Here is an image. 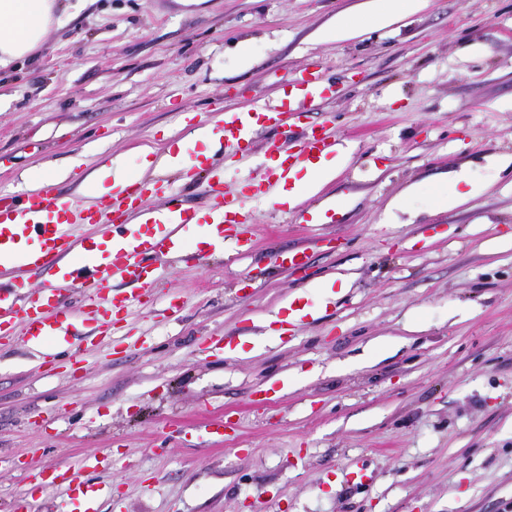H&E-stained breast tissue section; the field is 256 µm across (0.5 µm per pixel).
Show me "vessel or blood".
Segmentation results:
<instances>
[{
	"mask_svg": "<svg viewBox=\"0 0 512 512\" xmlns=\"http://www.w3.org/2000/svg\"><path fill=\"white\" fill-rule=\"evenodd\" d=\"M335 93V82L316 71L303 72L284 84L279 104L255 100L225 112L215 128L221 157L193 154L173 179L131 176L89 208L59 196L48 181L21 195L0 191V267L15 271L12 281H0V341L23 339L35 347L41 368L61 359L73 323L91 321L100 335H112L117 315L154 303L156 266L185 259L181 231L190 225H206L212 237L198 249L200 258H210L230 240L251 247L253 204H276L294 175L313 169L335 147L325 125L304 120L316 101ZM259 130L272 136L264 146L268 163L256 173L252 145ZM231 173L236 187L228 191L224 184ZM180 180L203 182L202 204L184 201L176 187ZM158 199L164 207H155ZM131 217L145 224L146 232L129 230ZM47 271L53 279L35 291L24 290L26 276ZM116 279L132 283V290L112 291ZM74 292L82 296L80 305L69 302ZM111 467L112 458L103 451L78 467L28 465L24 471L32 487L66 492L75 512H99L110 487L89 484L84 473Z\"/></svg>",
	"mask_w": 512,
	"mask_h": 512,
	"instance_id": "1",
	"label": "vessel or blood"
}]
</instances>
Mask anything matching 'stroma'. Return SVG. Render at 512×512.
I'll return each mask as SVG.
<instances>
[{
	"mask_svg": "<svg viewBox=\"0 0 512 512\" xmlns=\"http://www.w3.org/2000/svg\"><path fill=\"white\" fill-rule=\"evenodd\" d=\"M365 2L95 0L0 74V189L17 194L65 168L59 193L83 200L87 175L135 170L144 145L175 176L184 113L220 123L305 70L338 87L310 122L352 149L297 207L255 205L250 250L158 267L157 302L120 336L77 326L81 369L0 346V512L27 490L21 461L101 451V512H512V0H423L320 39ZM462 172L484 192L435 205ZM297 246L308 270L276 263ZM301 298L317 312L270 334ZM360 467L371 481L350 484ZM30 493L31 512L71 510L61 490Z\"/></svg>",
	"mask_w": 512,
	"mask_h": 512,
	"instance_id": "obj_1",
	"label": "stroma"
}]
</instances>
